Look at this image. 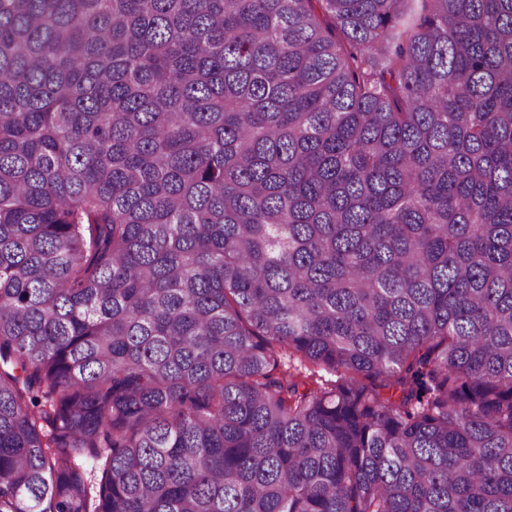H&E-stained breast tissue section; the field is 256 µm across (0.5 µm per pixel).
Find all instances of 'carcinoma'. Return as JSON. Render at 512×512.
Wrapping results in <instances>:
<instances>
[{
	"mask_svg": "<svg viewBox=\"0 0 512 512\" xmlns=\"http://www.w3.org/2000/svg\"><path fill=\"white\" fill-rule=\"evenodd\" d=\"M0 512H512V0H0Z\"/></svg>",
	"mask_w": 512,
	"mask_h": 512,
	"instance_id": "cac0c4a2",
	"label": "carcinoma"
}]
</instances>
